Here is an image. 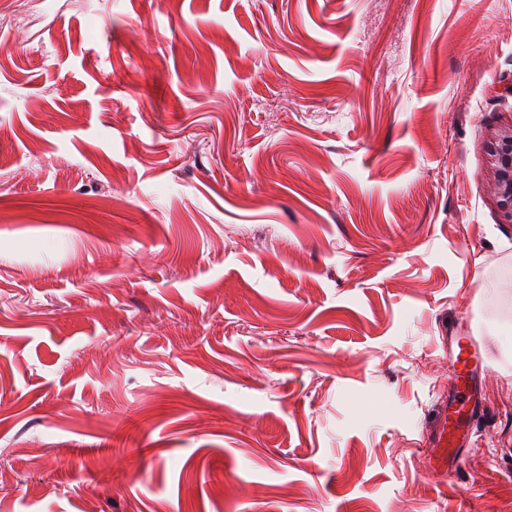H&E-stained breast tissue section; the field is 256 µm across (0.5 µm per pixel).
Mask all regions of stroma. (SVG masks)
<instances>
[{"label":"stroma","instance_id":"35a3bbf8","mask_svg":"<svg viewBox=\"0 0 512 512\" xmlns=\"http://www.w3.org/2000/svg\"><path fill=\"white\" fill-rule=\"evenodd\" d=\"M0 11V512H512V0ZM491 190L501 220L512 224V123L498 128L487 143ZM478 345L474 336L468 334L459 342V351L454 365L455 380L449 388L452 400L448 404V415L443 416V424L432 438L433 448H438L440 456L447 458L460 447L471 430L470 422L474 418L475 404L471 410L472 381L479 364Z\"/></svg>","mask_w":512,"mask_h":512}]
</instances>
